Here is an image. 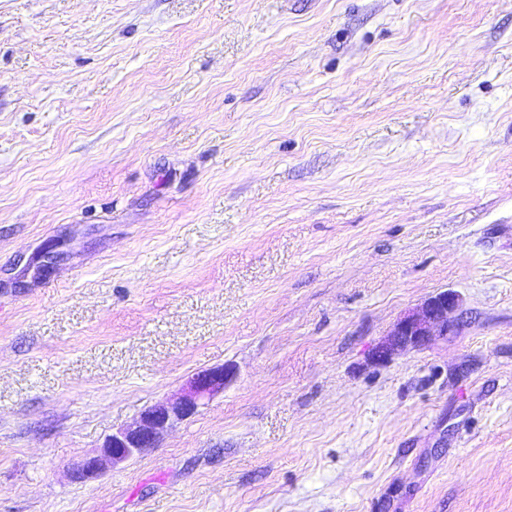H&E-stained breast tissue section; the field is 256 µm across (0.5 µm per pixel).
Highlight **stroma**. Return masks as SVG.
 Returning <instances> with one entry per match:
<instances>
[{
	"mask_svg": "<svg viewBox=\"0 0 512 512\" xmlns=\"http://www.w3.org/2000/svg\"><path fill=\"white\" fill-rule=\"evenodd\" d=\"M0 512H512V0H0ZM461 301L453 290L429 296L415 312L400 317L387 337L372 348L370 363L383 365L399 351L426 347L437 336L457 330ZM232 379L233 372L224 365L194 372L179 397L149 407L135 426L112 433L105 440L101 454L89 455L80 461L78 474L83 479H93L109 464L113 466L156 448L168 428L198 413L212 397L223 393Z\"/></svg>",
	"mask_w": 512,
	"mask_h": 512,
	"instance_id": "1",
	"label": "stroma"
}]
</instances>
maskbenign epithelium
<instances>
[{
    "instance_id": "obj_1",
    "label": "benign epithelium",
    "mask_w": 512,
    "mask_h": 512,
    "mask_svg": "<svg viewBox=\"0 0 512 512\" xmlns=\"http://www.w3.org/2000/svg\"><path fill=\"white\" fill-rule=\"evenodd\" d=\"M460 307L461 297L453 290L429 296L415 312L400 317L387 337L372 348L370 363L383 365L399 351L423 348L436 337L457 330ZM232 379L233 372L224 366L194 372L179 397L149 407L135 426L109 436L101 454L89 455L80 461L78 474L83 479L96 478L107 466L141 456L157 447L168 428L198 413L212 397L224 392Z\"/></svg>"
}]
</instances>
